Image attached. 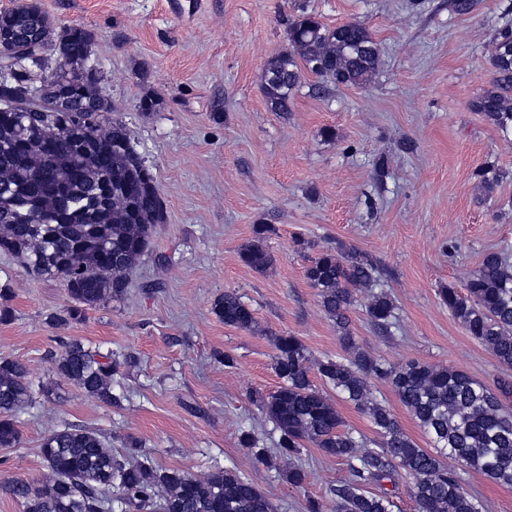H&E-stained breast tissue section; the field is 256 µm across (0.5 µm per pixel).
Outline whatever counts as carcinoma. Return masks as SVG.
<instances>
[{"label":"carcinoma","mask_w":512,"mask_h":512,"mask_svg":"<svg viewBox=\"0 0 512 512\" xmlns=\"http://www.w3.org/2000/svg\"><path fill=\"white\" fill-rule=\"evenodd\" d=\"M288 47L273 54L264 69L263 93L274 112L290 111L304 73L321 87L358 86L376 72L379 44L359 22L329 28L313 13L286 20ZM13 53L0 57V252L18 258L26 270L59 280L69 305L46 318L52 327L80 321L85 313L127 295V272L147 250L153 229L166 221L157 181L135 149L126 125L112 117V97L92 61L94 35L81 26L62 25L39 0H21L0 11V35ZM488 86L471 108L503 134L512 133V24L496 30ZM478 187L490 197L498 175L475 172ZM269 227H254V240L242 262L263 272L273 264L265 246ZM306 279L320 305L336 322L344 357L314 362L323 384L364 413L381 436L367 440L344 429L331 400L313 384L309 358L299 339L276 337L273 369L282 385L253 401L278 433L273 441L279 470L300 486L305 473L297 464L305 444L347 463L348 478L329 489L333 512H392L388 493L370 491L409 479L415 512H482V504L462 487L443 458L491 480L512 486V383L495 393L461 370L410 361L391 365L361 350L349 330L347 312L354 292H368L365 313L384 330L395 319L394 305L373 292L381 270L369 255L326 247L310 259ZM440 302L468 336L512 368V258L488 251L465 284L448 286ZM224 325L251 330L255 312L237 291L226 290L213 303ZM50 354L58 373L106 407L121 406L115 393L120 362L112 352L93 350L77 339L57 337ZM388 383L432 442L421 448L399 426L390 410L373 398L369 380ZM50 390L29 379L18 360L0 358V447L20 440L17 414ZM240 442L260 463L267 449L249 430ZM40 452L49 479L34 485L14 478L0 490L23 512H273V505L245 475L216 470L196 476L181 468H162L136 440L115 454L99 433L66 423L47 433Z\"/></svg>","instance_id":"1"}]
</instances>
